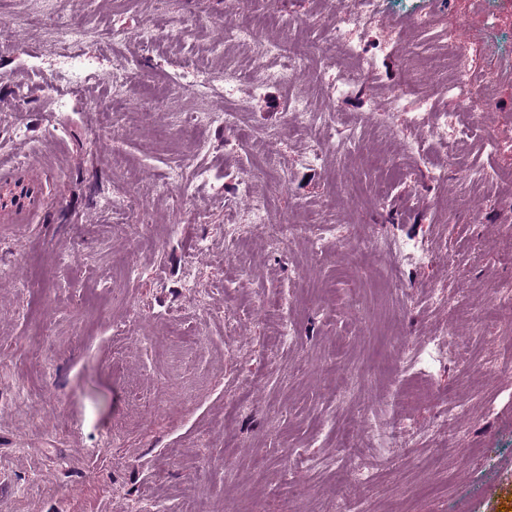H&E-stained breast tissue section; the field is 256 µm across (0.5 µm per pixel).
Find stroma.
<instances>
[{
  "label": "stroma",
  "instance_id": "obj_1",
  "mask_svg": "<svg viewBox=\"0 0 512 512\" xmlns=\"http://www.w3.org/2000/svg\"><path fill=\"white\" fill-rule=\"evenodd\" d=\"M341 2L56 0L88 36L82 91L53 102L67 59L42 0H0V183L37 189L0 211V512H512V311L490 301L512 283V197L466 175L512 174V0H378L354 36L371 76L340 92L321 62ZM228 27L292 43L293 86L254 80L286 56L218 51ZM450 28L496 85L461 139L411 124L414 97L385 109L411 64L454 111L406 54ZM119 61L136 81L113 84ZM295 97L356 126L300 132ZM229 107L237 123L168 127ZM258 196L304 235L225 237ZM380 238L425 258L394 265Z\"/></svg>",
  "mask_w": 512,
  "mask_h": 512
}]
</instances>
